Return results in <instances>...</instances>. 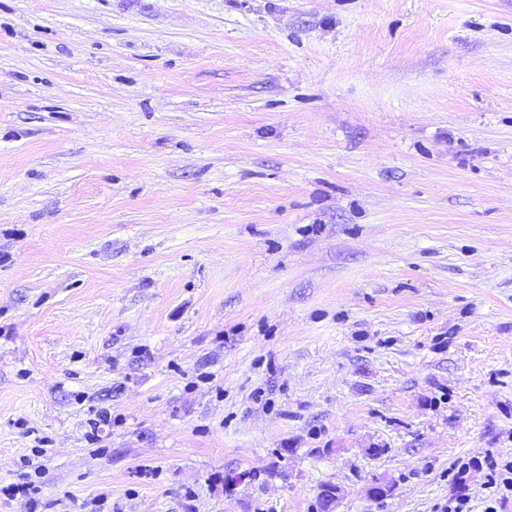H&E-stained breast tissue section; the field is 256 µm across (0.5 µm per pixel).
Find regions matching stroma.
I'll use <instances>...</instances> for the list:
<instances>
[{"mask_svg": "<svg viewBox=\"0 0 512 512\" xmlns=\"http://www.w3.org/2000/svg\"><path fill=\"white\" fill-rule=\"evenodd\" d=\"M487 455L512 0H0V512H512Z\"/></svg>", "mask_w": 512, "mask_h": 512, "instance_id": "1", "label": "stroma"}]
</instances>
